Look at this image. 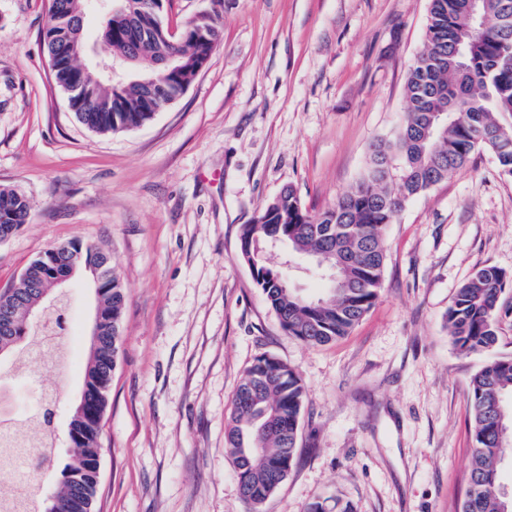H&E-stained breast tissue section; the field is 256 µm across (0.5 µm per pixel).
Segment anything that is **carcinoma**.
<instances>
[{"instance_id": "cac0c4a2", "label": "carcinoma", "mask_w": 512, "mask_h": 512, "mask_svg": "<svg viewBox=\"0 0 512 512\" xmlns=\"http://www.w3.org/2000/svg\"><path fill=\"white\" fill-rule=\"evenodd\" d=\"M154 0H132L126 15L104 16L101 57L125 66L122 80H112L79 63L61 48L86 41V0H50L42 33L56 83L67 94L77 119L100 132L136 128L150 121L155 108L176 97L183 82L207 62L220 37L217 18L197 22L206 39L175 44L167 34ZM477 18L468 0H431L426 42L408 71L407 108L395 135L371 148L362 176L336 204L318 214L308 212L292 189L283 190L251 224L242 226L240 251L255 267L254 282L288 335L312 346L346 335L370 310L382 287L385 229L405 204L463 168L478 150H490L499 171L512 177V0H484ZM24 195L0 190V242L8 240L29 217ZM258 239L276 240L294 253L335 269L336 281L317 300L279 285L282 274L266 264ZM95 254L106 268L112 264L96 245L67 242L53 247L26 268L15 287L0 294V321H8L21 340L23 354L14 370L23 371L33 337L61 340L66 335L65 301L29 326L28 306L45 285L42 275L58 266L70 271L76 254ZM512 282L502 269H476L457 289L445 321L456 350L488 355L472 375L468 403L473 435L471 468L461 512H501L498 481L503 439L512 440V356H489L500 336L502 317L512 313L505 303ZM103 335L111 342L91 347L85 370L89 406L78 422L81 440L66 462L55 444L38 455L39 475L56 473V496L64 512H92L97 494L98 414L107 400L118 353L124 304L117 273L101 292ZM307 393L299 375L282 361L263 356L248 368L233 398L226 427L227 453L233 458L244 500L257 512L273 494L271 470L288 476L296 459L300 419ZM262 444L263 457H241L242 449ZM308 512H355L339 497L310 504Z\"/></svg>"}]
</instances>
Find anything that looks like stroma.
Masks as SVG:
<instances>
[{
	"mask_svg": "<svg viewBox=\"0 0 512 512\" xmlns=\"http://www.w3.org/2000/svg\"><path fill=\"white\" fill-rule=\"evenodd\" d=\"M430 0H166L170 29L212 12L221 35L185 93L146 125L80 123L40 40L48 0H0V189L27 224L0 242V292L72 240L100 245L120 276L121 342L102 422L94 512H307L337 496L356 512H460L471 465L468 384L482 365L449 339L460 283L512 276V178L493 154L410 201L385 234L383 286L343 337L288 336L242 259L239 234L285 187L332 207L391 138ZM265 255L300 294L324 281L287 247ZM95 295L72 279L68 363L16 374L17 409L80 397ZM307 388L297 457L252 510L225 448L233 394L255 358Z\"/></svg>",
	"mask_w": 512,
	"mask_h": 512,
	"instance_id": "obj_1",
	"label": "stroma"
}]
</instances>
